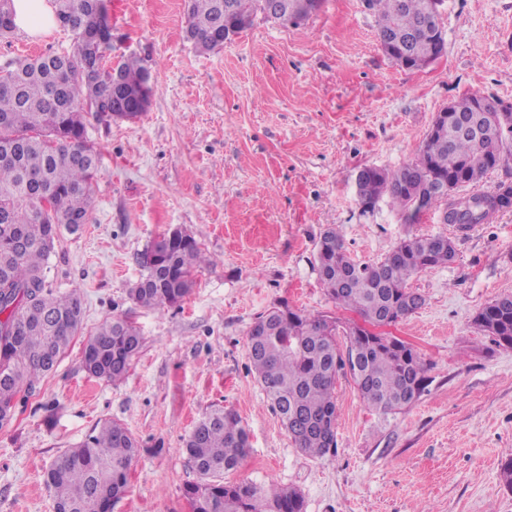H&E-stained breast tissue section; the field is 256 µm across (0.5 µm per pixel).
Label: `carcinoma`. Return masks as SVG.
I'll list each match as a JSON object with an SVG mask.
<instances>
[{
	"label": "carcinoma",
	"mask_w": 512,
	"mask_h": 512,
	"mask_svg": "<svg viewBox=\"0 0 512 512\" xmlns=\"http://www.w3.org/2000/svg\"><path fill=\"white\" fill-rule=\"evenodd\" d=\"M102 0H52L56 23L69 31L73 51L18 58L0 69V428L14 416L20 396L63 359L82 324L77 290L59 293L48 280L46 261L60 226L72 231L87 223L100 154L88 143L86 112H128L129 95L144 87L148 69L134 55L116 62L87 45L102 22ZM188 0L185 38L201 53L224 48V23L242 31L245 16L260 13L262 0ZM289 23L299 25L314 11L313 0H289ZM378 16L377 35L405 40L398 56L406 69H419L443 55L446 42L428 35L425 24L443 0H364ZM122 88L112 93V66ZM480 95L451 102V112L432 121L413 159L395 170L365 166L358 171L356 202L362 214L384 198L406 224L431 209L448 224H485L512 210V183L491 192L461 194L497 167L512 161V112H479ZM457 184L449 198L438 183ZM49 201L44 209L39 199ZM448 236L413 235L378 262H357L335 228L316 244V271L336 307L356 312L365 326L340 328L333 316L305 314L282 303L259 315L247 332L248 356L257 379L302 453L318 458L335 450L338 409L336 379L350 376L364 404L381 416L410 406L428 382V364L409 344L377 332L415 313L423 297L409 288L419 273L452 262ZM215 259L181 229L161 234L140 253V278L129 295L138 305L164 309L189 294L193 272ZM474 323L500 345L512 347V295L494 299ZM347 337L341 349L338 337ZM143 345L127 317L104 323L83 349L89 376L121 382ZM249 434L233 411L214 409L194 426L184 443L199 481L185 489L192 512H303L300 492L271 480L267 484L224 483L248 453ZM137 441L117 421H106L78 446L58 455L45 486L55 512H109L125 495Z\"/></svg>",
	"instance_id": "obj_1"
}]
</instances>
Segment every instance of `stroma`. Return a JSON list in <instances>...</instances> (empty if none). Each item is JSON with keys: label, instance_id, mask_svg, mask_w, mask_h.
<instances>
[{"label": "stroma", "instance_id": "35a3bbf8", "mask_svg": "<svg viewBox=\"0 0 512 512\" xmlns=\"http://www.w3.org/2000/svg\"><path fill=\"white\" fill-rule=\"evenodd\" d=\"M112 57H140L155 77L140 119L86 114L101 154L91 219L63 228L48 259L59 291L79 289L84 319L56 370L0 429V512H54L44 485L52 460L106 420L139 454L112 512H191L199 475L184 441L208 410L235 411L250 437L229 482L275 479L298 489L305 512H512L502 467L512 457V348L474 323L512 294V211L458 229L437 211L404 223L388 202L360 215L355 176L411 160L437 112L466 94L512 103V0H444L446 52L414 70L377 41L363 0H322L297 27L256 15L221 51L188 42L185 0H116ZM61 28L0 38V68L24 56L67 54ZM354 260L384 258L410 234L448 235L454 262L410 282L423 306L385 327L429 366L420 397L381 417L353 381L336 382L337 448L314 459L293 444L247 353L255 318L281 301L360 323L336 308L315 270L328 225ZM191 233L214 264L164 310L133 303L139 256L167 229ZM130 317L144 345L126 378L85 372L82 349L104 322Z\"/></svg>", "mask_w": 512, "mask_h": 512}]
</instances>
